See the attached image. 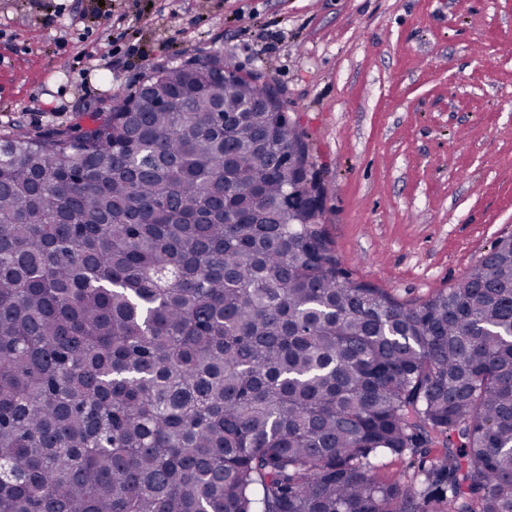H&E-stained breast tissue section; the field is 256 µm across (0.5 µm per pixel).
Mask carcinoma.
I'll list each match as a JSON object with an SVG mask.
<instances>
[{
	"label": "carcinoma",
	"instance_id": "obj_1",
	"mask_svg": "<svg viewBox=\"0 0 512 512\" xmlns=\"http://www.w3.org/2000/svg\"><path fill=\"white\" fill-rule=\"evenodd\" d=\"M219 65L0 143V512H512V238L416 305L353 278ZM377 476L380 480L385 482H407L410 480V471L404 460L387 456L379 461Z\"/></svg>",
	"mask_w": 512,
	"mask_h": 512
}]
</instances>
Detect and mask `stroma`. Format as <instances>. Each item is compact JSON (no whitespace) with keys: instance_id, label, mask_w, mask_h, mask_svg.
<instances>
[{"instance_id":"stroma-1","label":"stroma","mask_w":512,"mask_h":512,"mask_svg":"<svg viewBox=\"0 0 512 512\" xmlns=\"http://www.w3.org/2000/svg\"><path fill=\"white\" fill-rule=\"evenodd\" d=\"M200 53L283 89L354 278L415 304L512 237V0H0V136Z\"/></svg>"}]
</instances>
